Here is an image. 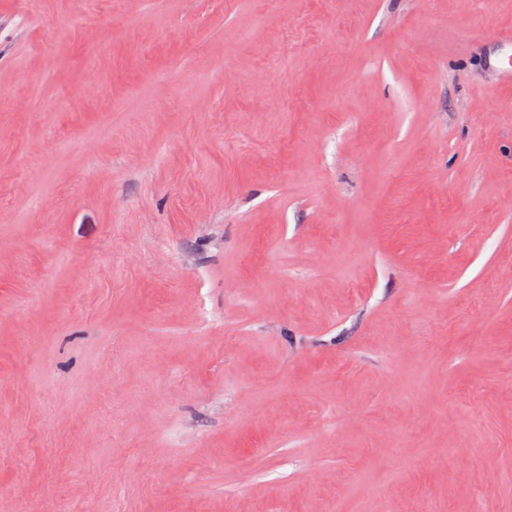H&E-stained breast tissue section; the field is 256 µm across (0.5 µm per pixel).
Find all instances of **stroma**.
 Listing matches in <instances>:
<instances>
[{"instance_id": "1", "label": "stroma", "mask_w": 512, "mask_h": 512, "mask_svg": "<svg viewBox=\"0 0 512 512\" xmlns=\"http://www.w3.org/2000/svg\"><path fill=\"white\" fill-rule=\"evenodd\" d=\"M506 36L0 0V512H512Z\"/></svg>"}]
</instances>
